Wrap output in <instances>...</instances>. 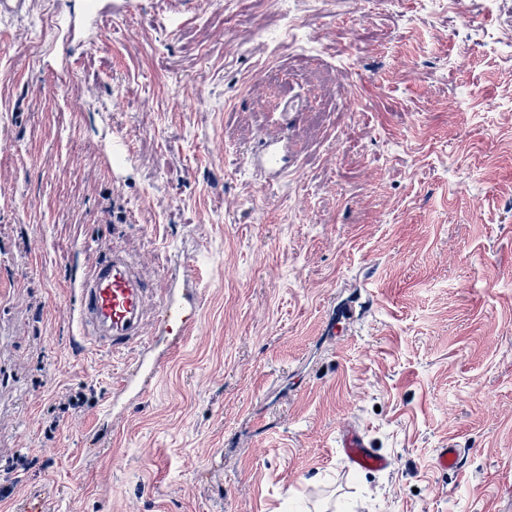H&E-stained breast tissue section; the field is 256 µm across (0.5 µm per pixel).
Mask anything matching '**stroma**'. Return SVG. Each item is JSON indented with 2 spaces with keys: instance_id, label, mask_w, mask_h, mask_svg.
I'll return each instance as SVG.
<instances>
[{
  "instance_id": "35a3bbf8",
  "label": "stroma",
  "mask_w": 512,
  "mask_h": 512,
  "mask_svg": "<svg viewBox=\"0 0 512 512\" xmlns=\"http://www.w3.org/2000/svg\"><path fill=\"white\" fill-rule=\"evenodd\" d=\"M308 23L302 50L284 11ZM501 0H12L0 12V512H512V25ZM123 136L127 156L112 155ZM198 325L74 335L109 250ZM356 423L387 470L356 472ZM459 470L434 466L448 443ZM73 288L77 302L70 318L76 334L99 336L108 342L106 349L112 351L125 347L133 336H144L137 341L130 369L113 387V397H126L132 403L139 401L166 365L167 355L157 351L156 340L166 336L170 353L197 325L202 292L193 262L178 259L169 267L166 286L147 333L138 330L144 309V287L132 278L119 256L101 261Z\"/></svg>"
}]
</instances>
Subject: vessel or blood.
Masks as SVG:
<instances>
[{
	"instance_id": "b4317fda",
	"label": "vessel or blood",
	"mask_w": 512,
	"mask_h": 512,
	"mask_svg": "<svg viewBox=\"0 0 512 512\" xmlns=\"http://www.w3.org/2000/svg\"><path fill=\"white\" fill-rule=\"evenodd\" d=\"M74 293L77 302L70 318L76 334L99 337L112 350L136 343L129 370L113 388L114 396L132 403L143 398L164 371L166 352L157 351L156 340L166 338L168 350L175 349L195 329L202 305L194 265L186 258L174 261L169 268L154 321L144 334L138 330L144 309L143 287L132 278L120 257L101 261L83 280L75 282ZM339 447L351 469L379 472L390 465L388 457L372 448L356 425L342 427Z\"/></svg>"
}]
</instances>
